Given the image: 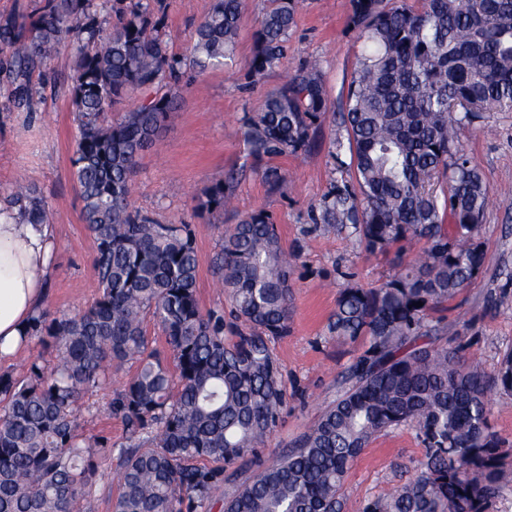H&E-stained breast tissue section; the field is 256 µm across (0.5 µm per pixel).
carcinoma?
I'll use <instances>...</instances> for the list:
<instances>
[{"mask_svg":"<svg viewBox=\"0 0 512 512\" xmlns=\"http://www.w3.org/2000/svg\"><path fill=\"white\" fill-rule=\"evenodd\" d=\"M93 0H44L29 20L0 18L14 100L30 104V75L77 40L67 93L80 118L71 157L82 218L96 244L98 296L81 314L36 312L24 336L50 349L48 364L24 359L23 377L0 373V512H73L96 484L98 461L118 452L112 512H210L224 466L255 473L224 497L223 512H342L350 465L379 433L414 429L425 445L411 478L361 512H495L512 488V446L488 421V394L512 393V349L485 374L442 343L446 309L483 270L477 241L492 189L465 155L458 131L489 112H512V0H348L349 26L366 48L357 57L340 113L349 179L319 203L318 221L349 230L370 254L418 252L378 286L344 289L330 316L336 338L366 341L345 388L295 448L265 464L283 405L281 370L267 337L288 334L291 262L272 216L242 217L224 235L219 274L237 340L202 312L198 257L187 224H160L130 207L139 154L174 110L183 72L222 67L234 53L243 0H215L189 57L168 53L162 18L143 0L118 9L100 36ZM299 0H269L247 79L288 52ZM158 89L108 122L134 89ZM329 112L320 62L302 65L243 118L247 156L268 161L264 179L285 178L272 161L309 145ZM26 224H46L42 197L12 194ZM227 202L224 182L198 198ZM423 306L418 307L416 303ZM158 323L174 355L169 368L144 330ZM137 364L110 411L123 442L82 435L77 403L109 384L112 366Z\"/></svg>","mask_w":512,"mask_h":512,"instance_id":"1","label":"carcinoma"}]
</instances>
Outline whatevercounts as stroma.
Segmentation results:
<instances>
[{
  "instance_id": "1",
  "label": "stroma",
  "mask_w": 512,
  "mask_h": 512,
  "mask_svg": "<svg viewBox=\"0 0 512 512\" xmlns=\"http://www.w3.org/2000/svg\"><path fill=\"white\" fill-rule=\"evenodd\" d=\"M214 0H165L161 31L172 55L188 53L195 32ZM347 0H302L288 53L256 82L246 77L254 36L267 0H245L232 64L204 74L188 71L167 127L156 144L142 152L134 176L133 208L162 224L191 228L199 258L197 292L203 312L224 317V339L233 342L239 324L217 284L216 260L224 232L247 213L266 210L276 221L282 243L294 263L287 335L272 336L268 346L282 373L284 402L263 459L293 448L336 398L342 374L362 344L329 336L327 324L342 288L370 287L395 271L393 254L368 255L347 233L314 223L313 212L331 184L341 178L336 162L344 133L327 119L310 133L309 147L278 159L286 179L270 189L260 165L248 158L242 120L260 111L267 94L306 60L322 62L332 111H339L362 43L347 22ZM0 51V197L23 182L35 187L51 213L55 258L41 304L51 316L76 315L93 303L94 241L81 216V201L71 175L70 157L79 120L65 88L74 50L63 47L31 77L30 108L17 109ZM459 141L494 196L478 240L486 254L482 273L444 311V338L452 339L463 361L476 360L494 372L512 347V112H494L481 124L462 129ZM226 181L229 207L197 209L204 189ZM135 371L123 365L111 384L85 395L80 423L86 434L119 441L122 420L109 404L121 383ZM425 455L410 428L377 435L352 464L344 485L347 512L361 502L389 493L411 476Z\"/></svg>"
}]
</instances>
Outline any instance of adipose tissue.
Here are the masks:
<instances>
[{
	"label": "adipose tissue",
	"instance_id": "adipose-tissue-1",
	"mask_svg": "<svg viewBox=\"0 0 512 512\" xmlns=\"http://www.w3.org/2000/svg\"><path fill=\"white\" fill-rule=\"evenodd\" d=\"M49 225L22 223L19 211L0 202V360L13 357L44 295L52 262Z\"/></svg>",
	"mask_w": 512,
	"mask_h": 512
}]
</instances>
